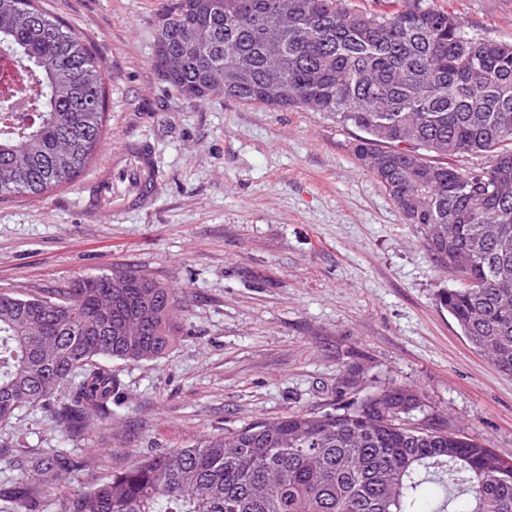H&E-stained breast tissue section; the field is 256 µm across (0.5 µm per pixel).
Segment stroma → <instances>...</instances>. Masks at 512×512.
Segmentation results:
<instances>
[{"instance_id": "stroma-1", "label": "stroma", "mask_w": 512, "mask_h": 512, "mask_svg": "<svg viewBox=\"0 0 512 512\" xmlns=\"http://www.w3.org/2000/svg\"><path fill=\"white\" fill-rule=\"evenodd\" d=\"M470 34L512 42V0H433ZM165 0H43L103 60L108 138L74 182L0 199V291L43 295L81 276L135 265L178 294L181 331L148 362H112V417L68 436L35 406L0 424L7 460L58 448L83 459L45 501L133 466L291 412H333L391 386L416 390L415 426L476 437L512 457V375L477 352L440 307L456 285L419 228L354 157L355 128L300 107L221 95L181 99L152 64ZM151 151L149 209L94 218L86 187L113 150Z\"/></svg>"}]
</instances>
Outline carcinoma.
Listing matches in <instances>:
<instances>
[{
  "label": "carcinoma",
  "mask_w": 512,
  "mask_h": 512,
  "mask_svg": "<svg viewBox=\"0 0 512 512\" xmlns=\"http://www.w3.org/2000/svg\"><path fill=\"white\" fill-rule=\"evenodd\" d=\"M40 0H0V48L29 57L11 91L40 88L28 112L0 109V199L40 196L75 181L101 149L106 72L79 34ZM168 44L183 67L166 83L190 102L209 80L244 67L224 97L323 112L361 136L352 147L427 250L459 285L439 303L462 335L512 374V43L470 35L430 0H170ZM283 87L278 99L264 88ZM488 157L459 170L446 159ZM111 309H97L112 275L79 277L48 297L0 291V422L54 405L77 437L111 415L118 380L104 361L166 355L179 331L176 293L125 268ZM64 401L55 402L59 390ZM420 397L389 387L334 413L293 412L188 448L151 452L60 512H512V458L477 439L412 427ZM36 482L16 491L37 508L68 470L66 454L14 456ZM440 496L423 508L425 487Z\"/></svg>",
  "instance_id": "carcinoma-1"
}]
</instances>
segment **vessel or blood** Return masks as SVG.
I'll return each instance as SVG.
<instances>
[{
    "instance_id": "1",
    "label": "vessel or blood",
    "mask_w": 512,
    "mask_h": 512,
    "mask_svg": "<svg viewBox=\"0 0 512 512\" xmlns=\"http://www.w3.org/2000/svg\"><path fill=\"white\" fill-rule=\"evenodd\" d=\"M159 189L152 155L143 145L127 143L113 152L90 186L89 206L99 214L116 215L149 206Z\"/></svg>"
}]
</instances>
